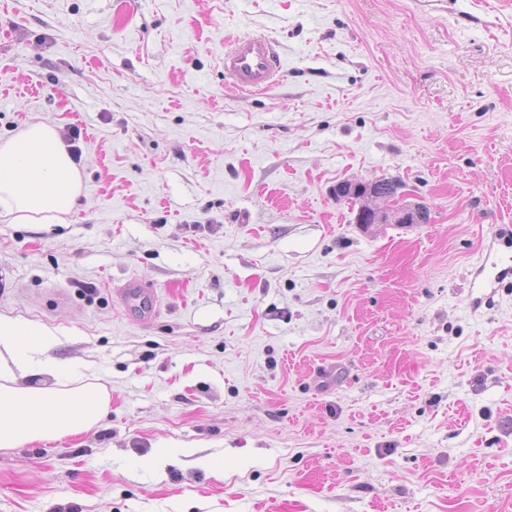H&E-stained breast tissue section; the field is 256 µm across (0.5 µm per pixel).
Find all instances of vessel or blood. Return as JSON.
Masks as SVG:
<instances>
[{"instance_id":"vessel-or-blood-1","label":"vessel or blood","mask_w":512,"mask_h":512,"mask_svg":"<svg viewBox=\"0 0 512 512\" xmlns=\"http://www.w3.org/2000/svg\"><path fill=\"white\" fill-rule=\"evenodd\" d=\"M275 45L273 38L261 35L245 34L229 41L224 51L225 79L242 91L266 89L280 71ZM112 294L138 324H150L160 312L155 288L139 277L114 285Z\"/></svg>"}]
</instances>
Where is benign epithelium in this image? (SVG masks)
I'll use <instances>...</instances> for the list:
<instances>
[{"label":"benign epithelium","mask_w":512,"mask_h":512,"mask_svg":"<svg viewBox=\"0 0 512 512\" xmlns=\"http://www.w3.org/2000/svg\"><path fill=\"white\" fill-rule=\"evenodd\" d=\"M378 181L370 182H340L336 185V191L339 193H351L353 195H362V203L365 207L358 211L356 223L365 228L374 224H419L423 220V210L421 206H411L403 203V198L399 192L386 193L377 188ZM378 198H388L392 200V208L386 210L373 205V201Z\"/></svg>","instance_id":"obj_1"}]
</instances>
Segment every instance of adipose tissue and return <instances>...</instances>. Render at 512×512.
<instances>
[{"mask_svg":"<svg viewBox=\"0 0 512 512\" xmlns=\"http://www.w3.org/2000/svg\"><path fill=\"white\" fill-rule=\"evenodd\" d=\"M80 189V167L53 125L31 122L0 141L1 223H64ZM60 336L0 313V449L90 432L108 412V390L52 356Z\"/></svg>","mask_w":512,"mask_h":512,"instance_id":"ef3b65f1","label":"adipose tissue"}]
</instances>
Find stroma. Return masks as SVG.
<instances>
[{"mask_svg": "<svg viewBox=\"0 0 512 512\" xmlns=\"http://www.w3.org/2000/svg\"><path fill=\"white\" fill-rule=\"evenodd\" d=\"M243 32L265 91L224 80ZM30 121L83 183L0 223V313L111 405L0 450V512H512V0H0V138ZM380 178L428 223L331 193ZM275 45L269 36L235 37L224 50V79L241 91L266 89L280 71ZM112 294L127 316L138 324L148 325L159 315L160 304L155 288L137 276H129L114 285Z\"/></svg>", "mask_w": 512, "mask_h": 512, "instance_id": "stroma-1", "label": "stroma"}]
</instances>
